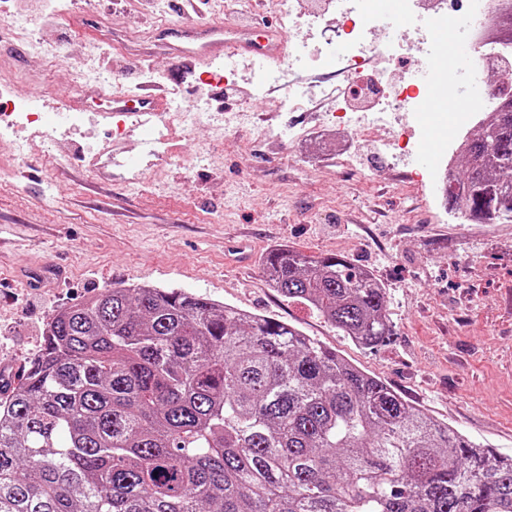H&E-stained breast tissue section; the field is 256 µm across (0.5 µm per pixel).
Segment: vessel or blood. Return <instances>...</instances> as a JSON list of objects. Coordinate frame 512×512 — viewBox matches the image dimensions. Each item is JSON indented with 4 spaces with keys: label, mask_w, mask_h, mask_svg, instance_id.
Listing matches in <instances>:
<instances>
[{
    "label": "vessel or blood",
    "mask_w": 512,
    "mask_h": 512,
    "mask_svg": "<svg viewBox=\"0 0 512 512\" xmlns=\"http://www.w3.org/2000/svg\"><path fill=\"white\" fill-rule=\"evenodd\" d=\"M152 39L165 54L171 56L181 72L192 73L227 58L247 61L256 57L285 60L288 55V34L274 26L253 25H198L184 27L169 25L156 31ZM424 92V112L435 117L443 110L448 98V83L435 62H427L421 70ZM91 101L100 107L107 121L124 123L131 116L138 117L142 129H149L164 111L166 93L163 86L145 84L134 95H115L105 87L84 85L78 96L61 97L58 111L74 107L77 100Z\"/></svg>",
    "instance_id": "vessel-or-blood-1"
}]
</instances>
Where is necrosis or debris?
Masks as SVG:
<instances>
[{
	"mask_svg": "<svg viewBox=\"0 0 512 512\" xmlns=\"http://www.w3.org/2000/svg\"><path fill=\"white\" fill-rule=\"evenodd\" d=\"M460 12L467 16V26L454 29L447 40L436 39L432 34L436 23ZM511 18L512 0H428L426 12L412 30L393 32L386 25L383 7L372 6L371 0H357L332 38L341 51V61L348 65V80L342 95L328 105L327 122L350 132L374 129L386 149L398 155L412 154L423 125H407L403 119L418 111L422 88L411 81L391 84L388 78L370 70L373 57L392 45L409 41L417 59L431 58L444 66L456 45L471 46L475 51L471 68L456 75L448 88V100L453 103L464 98L475 83L494 89L512 85V71L503 66L512 57V44L498 38L501 22ZM494 106V100L489 99L479 109L454 113L448 138L441 142L438 162L430 172L433 179L447 182L448 154L458 137L484 122ZM19 127H29L46 136L54 135L56 130L55 125L42 120L29 98L0 93V138Z\"/></svg>",
	"mask_w": 512,
	"mask_h": 512,
	"instance_id": "4bbe7bcc",
	"label": "necrosis or debris"
}]
</instances>
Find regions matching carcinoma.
<instances>
[{
	"label": "carcinoma",
	"instance_id": "cac0c4a2",
	"mask_svg": "<svg viewBox=\"0 0 512 512\" xmlns=\"http://www.w3.org/2000/svg\"><path fill=\"white\" fill-rule=\"evenodd\" d=\"M446 204L512 222V95ZM268 283L373 349L386 288L342 256L266 253ZM0 512H512V457L296 326L174 288L58 310L0 399Z\"/></svg>",
	"mask_w": 512,
	"mask_h": 512
}]
</instances>
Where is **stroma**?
I'll use <instances>...</instances> for the list:
<instances>
[{
  "label": "stroma",
  "mask_w": 512,
  "mask_h": 512,
  "mask_svg": "<svg viewBox=\"0 0 512 512\" xmlns=\"http://www.w3.org/2000/svg\"><path fill=\"white\" fill-rule=\"evenodd\" d=\"M179 2L67 0L59 19L43 0L10 4L40 20L32 35L0 40L25 51L19 62L0 55V79L15 75L21 95L41 88L50 120L61 118L58 91L92 79L131 93L150 71L209 116L173 136L155 120L150 136L167 138L165 160L141 132L110 133L90 110L64 137L21 130L0 140V379L13 383L60 308L112 285L176 288L293 324L475 443L512 455V223L449 210L434 183L414 177L417 156L392 157L371 130L354 132L353 159L339 143L308 140L319 112L279 111L274 90L255 97L247 68L225 87L198 72L176 76L151 45L155 29L280 19L278 0H251L244 13ZM141 52L150 55L142 70L119 78ZM300 76L317 77L320 101L346 80L327 59L282 80ZM259 126L271 134L256 145ZM281 244L371 270L387 289L389 339L356 345L268 287L263 258Z\"/></svg>",
  "instance_id": "obj_1"
}]
</instances>
